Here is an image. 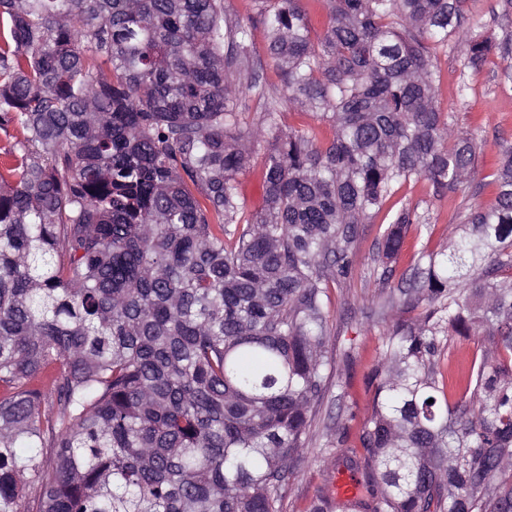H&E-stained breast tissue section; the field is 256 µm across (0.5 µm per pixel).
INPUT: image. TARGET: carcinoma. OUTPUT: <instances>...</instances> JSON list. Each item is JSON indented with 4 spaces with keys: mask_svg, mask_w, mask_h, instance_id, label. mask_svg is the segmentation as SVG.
<instances>
[{
    "mask_svg": "<svg viewBox=\"0 0 512 512\" xmlns=\"http://www.w3.org/2000/svg\"><path fill=\"white\" fill-rule=\"evenodd\" d=\"M270 94L241 65L250 22L224 0H0V512H282L330 380V289L363 226L381 260L426 219L396 200L456 192L478 162L448 126L437 51L464 66L512 39L464 0H262ZM282 103L332 137L278 134ZM496 201L422 255L389 318L351 501L310 512H512V147ZM421 312L403 318L399 312ZM487 343L441 370V338ZM277 117V126L273 128L264 127L265 141L255 144L253 158L249 172L241 177L248 201V206L252 210H257L262 205V192L258 178V168L261 165L268 143L270 144L278 134L279 128L285 129V126L313 128L318 140H323L330 136L329 129L324 124L314 120L312 116L298 114V110L288 107V103L280 107Z\"/></svg>",
    "mask_w": 512,
    "mask_h": 512,
    "instance_id": "carcinoma-1",
    "label": "carcinoma"
}]
</instances>
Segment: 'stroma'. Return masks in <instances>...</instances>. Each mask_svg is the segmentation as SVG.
Instances as JSON below:
<instances>
[{"label":"stroma","mask_w":512,"mask_h":512,"mask_svg":"<svg viewBox=\"0 0 512 512\" xmlns=\"http://www.w3.org/2000/svg\"><path fill=\"white\" fill-rule=\"evenodd\" d=\"M465 12L472 28L492 40H501L505 33L512 32V16L502 17L500 0H466ZM435 66L439 73L438 97L448 112V121L459 133L474 138L481 162L464 188L454 193H438L425 179L402 186L399 199L424 216L428 227L419 233L409 232V247L392 262L393 276L388 283H379L374 272L386 220L380 216L366 225L352 256L350 277L331 291L329 353L334 371L320 403L316 424L317 441L325 446L324 458L303 462L289 476L283 491V512H308L323 485H336L339 476L333 462L336 450L326 447V436L339 430L344 432L348 443L357 441L371 403L363 380L377 362L386 328L376 313L379 302L401 278L409 276L419 252L438 250L446 240L450 225L460 223L471 206L493 201L494 170L490 162L512 147V77H507L504 62L493 55L481 70L474 72L463 66L462 46L451 45L438 51ZM277 123V128L268 129L264 141L256 144L251 168L242 178L248 206L253 210L262 205L258 168L278 127L310 128L320 140L329 135L324 124L285 105L280 108Z\"/></svg>","instance_id":"stroma-1"}]
</instances>
